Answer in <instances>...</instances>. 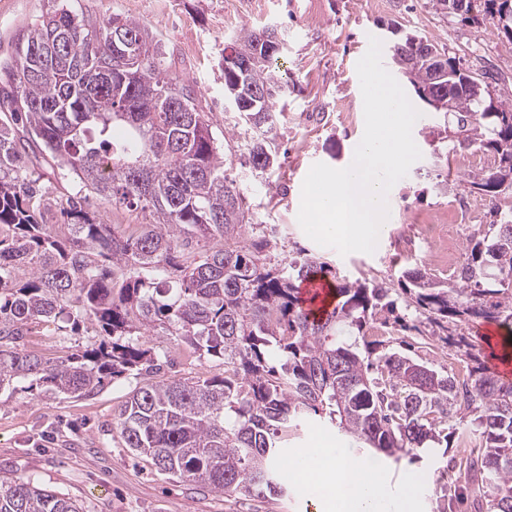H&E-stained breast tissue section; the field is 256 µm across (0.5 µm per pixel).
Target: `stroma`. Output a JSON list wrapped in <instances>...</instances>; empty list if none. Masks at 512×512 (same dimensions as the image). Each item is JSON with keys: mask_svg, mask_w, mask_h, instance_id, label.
I'll use <instances>...</instances> for the list:
<instances>
[{"mask_svg": "<svg viewBox=\"0 0 512 512\" xmlns=\"http://www.w3.org/2000/svg\"><path fill=\"white\" fill-rule=\"evenodd\" d=\"M57 2L0 0V90L11 84L3 66L17 38ZM77 7L96 22L115 13L144 21L165 45L170 71L194 83L199 108L208 112L214 134L224 141V169L253 223L279 229L276 245L266 250L271 264L287 263L305 251L328 262L339 280H389L416 261L412 255L397 264L390 260L408 216L473 201L477 208L469 213V223H490L488 203L469 184L472 169L460 163L471 149L436 158L430 133L436 121L420 101L412 136L421 157L390 191V224L374 253L340 255L312 241L297 220L310 168L317 163L338 168L354 156L365 126L356 65L374 37L382 43L385 69L393 70L389 25L433 40L463 68L484 74L495 97L512 102V46L488 17L466 22L445 17L429 0H387L380 9L369 0H79ZM263 26L277 27L285 44L277 75L288 94L275 102L276 162L259 173L238 160L244 126L224 95L223 63L225 47L242 29ZM442 181L448 182V191L439 190ZM95 341L66 327L53 334L34 330L21 346L52 359L81 353ZM155 344L167 352L162 376L190 378L215 370L211 361L197 360L166 337H156ZM129 390L126 384L110 386L83 398L1 392L0 477L32 479L77 500L85 512H331L323 486L291 480L287 497L261 501L241 494L227 498L158 474L149 459L125 447L113 427ZM296 445L342 448L356 457L371 454L314 415L302 424ZM379 477L395 507L406 512H437L447 485L425 458L414 464L387 458Z\"/></svg>", "mask_w": 512, "mask_h": 512, "instance_id": "1", "label": "stroma"}]
</instances>
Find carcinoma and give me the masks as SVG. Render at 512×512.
<instances>
[{
    "mask_svg": "<svg viewBox=\"0 0 512 512\" xmlns=\"http://www.w3.org/2000/svg\"><path fill=\"white\" fill-rule=\"evenodd\" d=\"M512 45V0H473ZM138 44L134 67L114 55L113 34ZM281 45L274 27L247 29L230 51L248 62L224 74L232 101L257 132L245 163L273 165L276 97L285 93L273 65L282 52L260 47L262 34ZM11 95L0 100V389L26 384L51 395L89 397L138 380L115 429L133 455L156 470L215 494L266 499L278 481L308 412L390 457L437 458L448 444L445 425L471 427L477 453L454 461L474 512H512V380L490 372L472 336L479 323L512 332V211L500 208L496 175L512 174V104L482 90L464 97V145L489 158L472 175L496 217L466 238L455 274L441 280L412 268L398 280L405 310L444 336L470 361L462 382L388 350L391 339H368L374 323L411 326L398 313L390 282L336 284V306L316 319L304 311L300 284L331 272L320 259L271 266L266 241L244 238L249 218L224 175L221 145L198 109L191 81L169 71L162 45L136 19L115 14L97 23L63 2L22 37ZM419 100L442 88L431 60L400 55ZM182 99L189 111L174 112ZM38 147L58 167L114 204L143 205L149 224L120 234L66 200L64 223H42L49 189L30 177ZM147 165L148 193L131 179ZM66 321L101 337L78 357L45 360L17 347L36 326ZM162 330L199 357L223 361L211 377L154 379L162 355L149 337ZM0 512H84L76 501L29 480L0 479Z\"/></svg>",
    "mask_w": 512,
    "mask_h": 512,
    "instance_id": "obj_1",
    "label": "carcinoma"
}]
</instances>
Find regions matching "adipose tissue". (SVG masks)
<instances>
[{"mask_svg":"<svg viewBox=\"0 0 512 512\" xmlns=\"http://www.w3.org/2000/svg\"><path fill=\"white\" fill-rule=\"evenodd\" d=\"M380 468L379 458L359 461L328 448L312 449L307 458L290 463L296 480L330 489L336 512H381L380 489L369 478Z\"/></svg>","mask_w":512,"mask_h":512,"instance_id":"ef3b65f1","label":"adipose tissue"}]
</instances>
